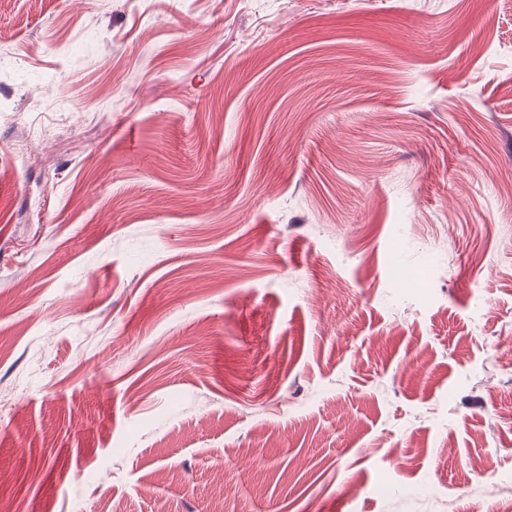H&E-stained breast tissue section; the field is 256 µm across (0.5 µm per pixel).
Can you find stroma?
I'll return each mask as SVG.
<instances>
[{
    "label": "stroma",
    "mask_w": 512,
    "mask_h": 512,
    "mask_svg": "<svg viewBox=\"0 0 512 512\" xmlns=\"http://www.w3.org/2000/svg\"><path fill=\"white\" fill-rule=\"evenodd\" d=\"M512 0H0V512H500Z\"/></svg>",
    "instance_id": "obj_1"
}]
</instances>
